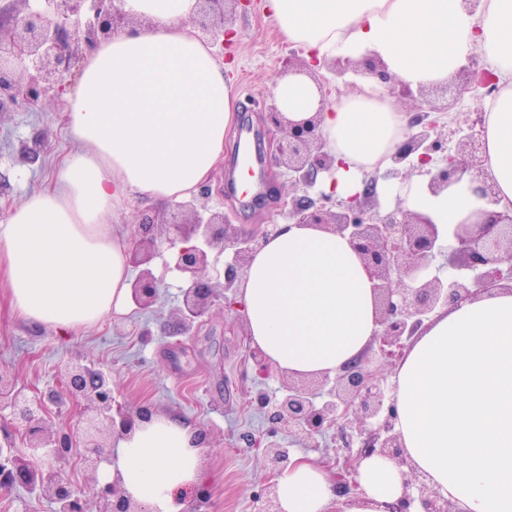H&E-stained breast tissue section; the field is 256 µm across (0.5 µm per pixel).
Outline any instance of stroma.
Returning <instances> with one entry per match:
<instances>
[{"label": "stroma", "instance_id": "1", "mask_svg": "<svg viewBox=\"0 0 512 512\" xmlns=\"http://www.w3.org/2000/svg\"><path fill=\"white\" fill-rule=\"evenodd\" d=\"M234 28L237 35L219 60L235 78L238 118L248 119L259 133L282 60L305 51L286 42L256 4L237 12ZM62 112L59 98L32 109L0 112V222L13 205L52 181L61 158L72 149ZM263 168L268 189L264 205L248 208L225 193L224 165L208 181L201 204L223 213L245 236L260 224L285 223L276 205L288 189V175L270 154L264 156ZM151 269L159 284L152 308L135 309L65 337L49 327L30 326L12 312L3 294L6 274L0 269V370L33 394L62 389L64 363H95L111 374L116 405L176 411L206 432L200 486L210 494L209 512H258L268 480L263 451L237 447L236 437L245 429L265 433V421L250 399L259 389L279 395L288 379L275 372L258 377L247 359L244 315L225 313L223 301H216L192 334H174L183 287L168 251H160Z\"/></svg>", "mask_w": 512, "mask_h": 512}]
</instances>
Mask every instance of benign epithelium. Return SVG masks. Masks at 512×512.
<instances>
[{"mask_svg":"<svg viewBox=\"0 0 512 512\" xmlns=\"http://www.w3.org/2000/svg\"><path fill=\"white\" fill-rule=\"evenodd\" d=\"M252 0H198L192 25L213 45H228L236 36L233 19L237 9ZM41 10L20 9L0 15V111L14 106L33 108L55 98L77 60L74 45L81 42L89 51L99 42L125 30L131 17L121 0H45ZM336 77L348 72L377 80L396 102L414 110L409 133L391 157L394 171L408 180L415 173L429 175L427 188L437 193L483 169L482 144L469 118L445 121L448 104L426 99L428 87L417 89L391 74L372 57L335 59L326 63ZM315 61L290 56L283 61L280 77L306 75L317 84L324 111L331 93L329 82L315 77ZM455 83H441L433 89L443 96L459 99L466 93L489 95L496 90L493 72L477 66V56L467 57L456 72ZM265 122L275 132L272 142L280 163L288 170L290 183L304 195L279 197V211L288 213L295 224H320L348 237L367 268L376 297L379 331L373 343L357 359L343 365L335 375L323 374L290 381L280 396L270 397L259 390L251 405L262 413L267 424L264 465L272 475L290 462L288 451L278 437L291 436L309 441L336 429L339 448L358 447L357 461L373 456L387 458L400 469L403 494L387 505V512H412L420 504L422 512H463L440 498L406 457L396 430L398 407L389 370L403 357L412 338L425 323L442 310L457 308L497 289L512 290V210L496 211L497 188L485 181L476 189L490 206L476 213V219L456 225L448 245V260L459 274L441 279L427 275L430 261L442 252L436 225L419 213L402 206L381 217L369 199L375 194L376 178L365 184L363 195L347 203L318 192L311 196L318 175L330 172L333 158L323 150L317 116L302 122L283 117L274 106ZM455 125L460 134L456 153L448 152L444 128ZM277 230L267 224L248 237L238 235L224 220V214L210 213L195 201L173 204L170 217L136 216L131 262L143 267L134 280L133 303L146 310L156 302L158 282L146 265L159 254L161 243L171 250L173 269L186 284L183 306L174 326L186 333L196 320L210 312L216 289H224V310L236 308L230 298L246 275L251 254L261 241ZM230 251L232 256L220 270L211 260V251ZM65 392L82 407L80 430L52 431L45 411L59 405L62 397L53 388L29 395L17 387L10 374L0 371V406L10 409L11 430L0 445V488L17 484L32 493L53 500L56 512H88L85 501L52 464L34 465L13 452V436L20 435L29 448L49 449L56 460L80 448L87 469L95 472L107 459V440L130 431L148 407L134 411L113 409L112 381L89 364L74 361L64 367ZM348 465L336 468V489L347 495L357 488L348 480ZM96 512H145L118 481L96 482Z\"/></svg>","mask_w":512,"mask_h":512,"instance_id":"7a95c632","label":"benign epithelium"}]
</instances>
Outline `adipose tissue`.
I'll return each instance as SVG.
<instances>
[{
    "mask_svg": "<svg viewBox=\"0 0 512 512\" xmlns=\"http://www.w3.org/2000/svg\"><path fill=\"white\" fill-rule=\"evenodd\" d=\"M138 26L99 43L77 85L63 94L74 147L50 188L26 196L0 223V266L12 310L27 324L62 333L90 328L131 308L130 250L118 206L131 195L185 200L224 162L236 123L235 82L213 47L192 33L197 0H122ZM263 15L288 43L317 60L373 56L411 87L447 81L481 53L497 77L484 98L485 166L431 193L413 181L404 209L436 224L441 237L483 208L471 191L498 189L512 209V0H264ZM302 75L272 88L294 121L320 115L334 159L335 193L347 199L363 174L387 169L409 118L384 88L362 77L319 108ZM237 299L252 347L292 377L335 374L379 330L371 277L348 239L317 224H282L251 255ZM396 429L413 466L442 499L465 512H512V291L441 312L406 349L391 377ZM200 429L156 411L120 438L103 471L148 512H182L199 483L206 450ZM351 497L331 471L302 455L275 477L280 512H385L403 493L399 469L361 462Z\"/></svg>",
    "mask_w": 512,
    "mask_h": 512,
    "instance_id": "1",
    "label": "adipose tissue"
}]
</instances>
